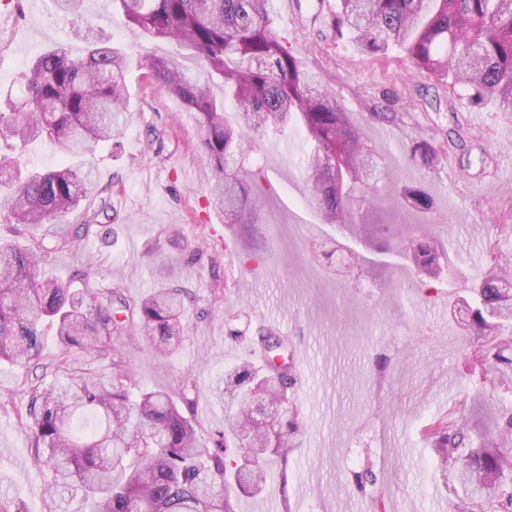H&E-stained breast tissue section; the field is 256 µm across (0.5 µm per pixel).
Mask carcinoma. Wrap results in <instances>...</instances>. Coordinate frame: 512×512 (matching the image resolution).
I'll return each mask as SVG.
<instances>
[{
	"label": "carcinoma",
	"mask_w": 512,
	"mask_h": 512,
	"mask_svg": "<svg viewBox=\"0 0 512 512\" xmlns=\"http://www.w3.org/2000/svg\"><path fill=\"white\" fill-rule=\"evenodd\" d=\"M129 29L176 45L172 55L146 59L150 82L167 89L197 112L203 130L200 150L212 167L214 210L226 224H255L260 204L251 197V172L244 160L269 134L290 123L307 143L305 198L328 224H345L349 202L368 193L360 169L369 163L361 130L349 121L336 97L309 79L304 62L282 44L271 18V0H112ZM333 27L355 33L359 50L379 56L392 44L410 63L448 87L467 93L477 106L488 100L512 114V0H337ZM190 57L198 69L185 68ZM222 87L223 98L211 95ZM235 111L224 116L226 104ZM128 111L125 57L106 39L74 58L63 45L38 55L22 77V94L0 98V139L22 144L45 140L69 159L39 172L20 155L0 153V360L41 370L27 391L25 412L30 452L51 483L43 512H58L66 494L91 504V512H236L239 495L267 484L268 462L282 464L304 422L289 390L293 364L280 372L243 361L224 373V429L206 440L190 418L193 400L180 406L164 390L132 397L128 362L117 343L133 319L154 349L167 350L181 329L186 291L161 285L130 300L119 290L75 288L41 273L46 254L70 251L108 215V206L88 209L72 228L68 214L108 190L99 183L96 147L120 145ZM440 158L427 139L416 142L409 163L430 168ZM404 202L422 212L432 198L412 186ZM421 275H438L434 238L413 244ZM496 275L477 288L473 320L496 347V363L512 368L499 348L491 319L512 314V296L501 293ZM54 327L57 358L42 362L41 327ZM77 352L111 358L106 381L90 369L71 367ZM281 404L284 412L261 416L257 401ZM92 414L95 428L84 425ZM443 480L448 457L462 467L454 478L483 501L512 512V454L499 448H466L462 429L442 421L429 430Z\"/></svg>",
	"instance_id": "cac0c4a2"
}]
</instances>
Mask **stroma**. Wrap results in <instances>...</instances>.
<instances>
[{"instance_id":"stroma-1","label":"stroma","mask_w":512,"mask_h":512,"mask_svg":"<svg viewBox=\"0 0 512 512\" xmlns=\"http://www.w3.org/2000/svg\"><path fill=\"white\" fill-rule=\"evenodd\" d=\"M272 8L284 46L335 95L371 149L381 194L352 208L357 223L386 225L387 245L322 223L304 206L307 146L291 128L264 137L245 163L261 203L245 253L236 229L207 203L212 172L199 155L196 112L145 79L147 55L172 54V45L135 36L112 0H84L78 19L59 16L53 0L37 12L29 0H8L0 4L1 88L17 85L54 45L84 56L94 34L124 50L131 91L119 148L97 153L111 218L77 251L52 253L46 269L67 281L92 260L88 287L117 286L130 298L165 279L189 289L169 355L156 356L136 325L120 348L135 386L193 398L205 435L224 426L214 391L225 369L253 359L256 330L287 337L304 429L288 474L270 464L265 490L239 498L237 512H470L456 482H443L428 430L443 418L464 426L475 445L512 449V434L493 423L512 411V371H499L483 350L468 311L489 272L512 280V118L490 102L468 108L397 46L361 53L351 34L329 24L336 0H273ZM378 106L394 121L371 120ZM457 136L460 151L450 143ZM423 137L440 152L430 168L407 162ZM404 185L427 192L432 212L403 206ZM428 233L447 250L448 272L424 284L407 253ZM327 249L337 262L323 259ZM35 382L31 370L0 363V492L29 512H38L49 479L32 462L19 418Z\"/></svg>"}]
</instances>
